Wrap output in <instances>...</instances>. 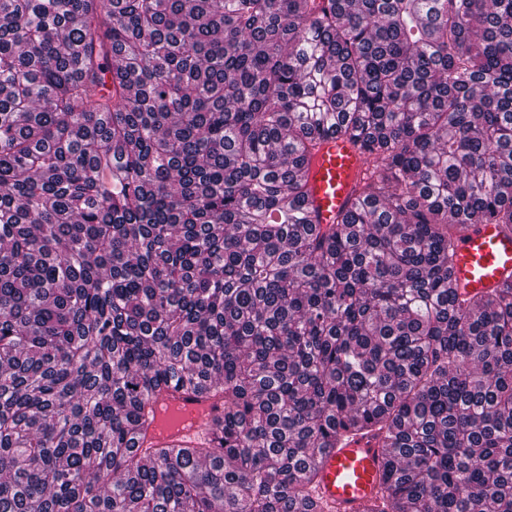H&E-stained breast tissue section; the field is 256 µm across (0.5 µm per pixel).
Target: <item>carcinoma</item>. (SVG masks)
Segmentation results:
<instances>
[{"label":"carcinoma","instance_id":"cac0c4a2","mask_svg":"<svg viewBox=\"0 0 512 512\" xmlns=\"http://www.w3.org/2000/svg\"><path fill=\"white\" fill-rule=\"evenodd\" d=\"M329 136L370 168L310 223ZM512 0H0V512H512ZM170 388L224 414L136 447ZM451 288L459 296L499 288L512 280V230L474 224L454 244ZM389 449L373 435H356L342 448L317 458L316 495L332 512H362V506L379 496L382 471Z\"/></svg>","mask_w":512,"mask_h":512}]
</instances>
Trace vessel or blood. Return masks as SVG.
<instances>
[{
  "mask_svg": "<svg viewBox=\"0 0 512 512\" xmlns=\"http://www.w3.org/2000/svg\"><path fill=\"white\" fill-rule=\"evenodd\" d=\"M368 175L359 150L348 140L329 137L309 170L308 206L315 224L332 223L337 213L350 208ZM455 271L451 286L464 296L503 286L512 281V230L501 224H476L454 244ZM153 406L158 419L145 432L148 442L174 445L193 436L212 417L224 411L221 400L186 389H171ZM388 456L373 435H356L342 447L317 459L316 494L331 512H361L378 497Z\"/></svg>",
  "mask_w": 512,
  "mask_h": 512,
  "instance_id": "vessel-or-blood-1",
  "label": "vessel or blood"
}]
</instances>
